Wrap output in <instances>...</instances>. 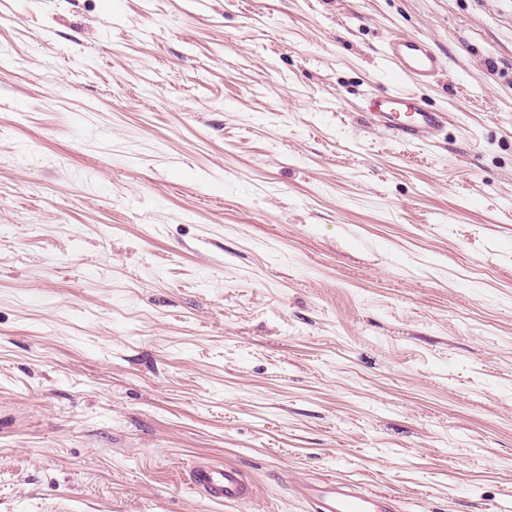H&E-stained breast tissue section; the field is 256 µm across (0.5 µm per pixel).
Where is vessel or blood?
<instances>
[{
	"label": "vessel or blood",
	"mask_w": 512,
	"mask_h": 512,
	"mask_svg": "<svg viewBox=\"0 0 512 512\" xmlns=\"http://www.w3.org/2000/svg\"><path fill=\"white\" fill-rule=\"evenodd\" d=\"M382 59L396 83L370 98L368 124L391 133L405 145L433 142L444 130L448 115L430 107L414 88L435 79L445 67L442 57L427 40L400 36L386 44ZM189 484L210 502L229 507L250 503L256 492L241 468L209 461L191 468ZM290 490L310 512H403L399 497L338 478L295 481Z\"/></svg>",
	"instance_id": "obj_1"
}]
</instances>
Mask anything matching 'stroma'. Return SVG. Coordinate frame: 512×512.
I'll return each instance as SVG.
<instances>
[{
  "label": "stroma",
  "instance_id": "obj_1",
  "mask_svg": "<svg viewBox=\"0 0 512 512\" xmlns=\"http://www.w3.org/2000/svg\"><path fill=\"white\" fill-rule=\"evenodd\" d=\"M202 457L512 512V0H0V512H233ZM396 83L372 96L365 113L368 124L381 128L404 145L433 142L448 124V114L430 107L409 85H426L444 69L445 62L425 39L400 36L382 53Z\"/></svg>",
  "mask_w": 512,
  "mask_h": 512
}]
</instances>
